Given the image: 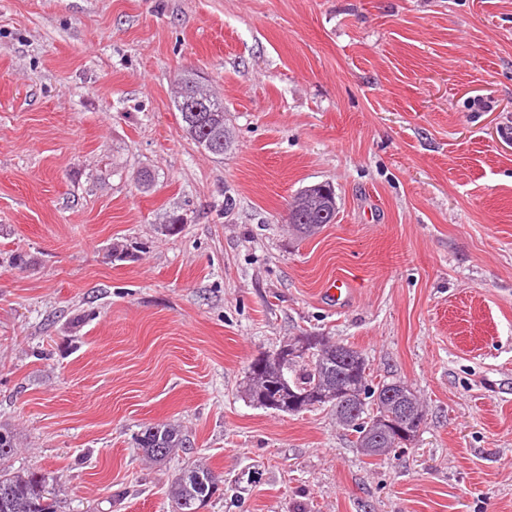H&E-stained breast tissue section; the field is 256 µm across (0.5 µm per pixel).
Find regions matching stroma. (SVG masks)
<instances>
[{
	"label": "stroma",
	"instance_id": "obj_1",
	"mask_svg": "<svg viewBox=\"0 0 512 512\" xmlns=\"http://www.w3.org/2000/svg\"><path fill=\"white\" fill-rule=\"evenodd\" d=\"M185 70L224 156L183 135ZM326 182L300 237L288 204ZM14 252L0 426L58 512H173L196 463L224 475L202 512H512V0H0ZM304 332L411 387L415 440L369 458L330 411L252 405L251 363ZM157 423L190 448L146 459ZM199 81L197 75L192 71L185 70L178 75V91L174 105L178 112H180L181 128L187 139L201 145L205 150L207 146L205 142H202L203 139L217 144L220 150L209 152L213 155L223 156L232 142V132L226 125L224 103L202 86L203 94L209 99L212 106L216 108V112H201L204 109L202 106L204 103L195 97L189 98L186 102L192 112L184 111L183 104L187 98L186 93L191 92L195 95L199 91ZM324 187L333 195L336 204V196L327 183L315 184L303 188L296 197V204L288 208L287 221L298 228L301 234H309L322 224L333 223L336 217V206L332 209L324 205L327 196L323 194ZM322 212L325 215H322Z\"/></svg>",
	"mask_w": 512,
	"mask_h": 512
}]
</instances>
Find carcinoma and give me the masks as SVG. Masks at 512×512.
I'll return each instance as SVG.
<instances>
[{"label":"carcinoma","instance_id":"obj_1","mask_svg":"<svg viewBox=\"0 0 512 512\" xmlns=\"http://www.w3.org/2000/svg\"><path fill=\"white\" fill-rule=\"evenodd\" d=\"M177 84L174 105L180 112L185 137L198 145L204 139L210 141L220 147L215 155H224L232 142L224 103L209 90L199 89V79L191 71L181 72ZM199 90L216 111H184L186 93ZM327 187L326 183L303 188L296 204L288 208L287 221L300 233L309 234L323 224L333 223L336 209L326 206L323 189ZM293 340L305 343L300 354L291 358L268 355L262 359L260 370L250 368L244 395L251 403L283 413L328 408L339 424L356 433L355 448L366 457H386L413 440L424 421V412L408 385L391 381L369 386L363 355L326 336L303 335ZM338 394L349 396L350 403L337 402ZM134 442L147 458L163 461L185 447L187 438L179 426L161 423L144 426ZM15 451L14 435L0 427V512H57L44 475L8 465ZM221 482L223 476L205 465L185 468L169 488L175 512H199Z\"/></svg>","mask_w":512,"mask_h":512}]
</instances>
